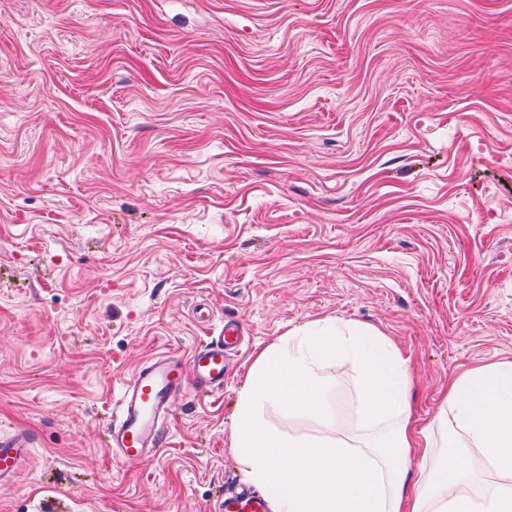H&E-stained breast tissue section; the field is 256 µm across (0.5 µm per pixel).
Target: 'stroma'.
<instances>
[{
    "label": "stroma",
    "mask_w": 512,
    "mask_h": 512,
    "mask_svg": "<svg viewBox=\"0 0 512 512\" xmlns=\"http://www.w3.org/2000/svg\"><path fill=\"white\" fill-rule=\"evenodd\" d=\"M325 318L409 355L420 428L512 361V0H0V512H211L246 368ZM228 319L223 391L115 460L122 382ZM35 443V435L25 429L0 434V487L12 486L15 472Z\"/></svg>",
    "instance_id": "35a3bbf8"
}]
</instances>
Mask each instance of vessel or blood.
I'll return each mask as SVG.
<instances>
[{
	"mask_svg": "<svg viewBox=\"0 0 512 512\" xmlns=\"http://www.w3.org/2000/svg\"><path fill=\"white\" fill-rule=\"evenodd\" d=\"M241 339L237 324L225 323L218 336L189 357L164 353L142 364L122 386L107 429V445L122 463L140 465L153 458L167 436L160 421L171 406L191 392L224 387L225 354ZM34 434L19 429L0 434V487H8L34 447ZM214 512H266L262 498L244 492L218 496Z\"/></svg>",
	"mask_w": 512,
	"mask_h": 512,
	"instance_id": "obj_1",
	"label": "vessel or blood"
}]
</instances>
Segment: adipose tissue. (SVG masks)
<instances>
[{"instance_id":"ef3b65f1","label":"adipose tissue","mask_w":512,"mask_h":512,"mask_svg":"<svg viewBox=\"0 0 512 512\" xmlns=\"http://www.w3.org/2000/svg\"><path fill=\"white\" fill-rule=\"evenodd\" d=\"M355 364L365 439L345 446L307 440L266 421L276 410L331 428L335 409L324 372ZM409 360L385 337L336 319L305 323L259 350L239 393L231 446L269 512H512V487H487L469 467L512 478V362L468 371L448 387L434 425L413 429ZM423 462L408 472L412 450Z\"/></svg>"}]
</instances>
